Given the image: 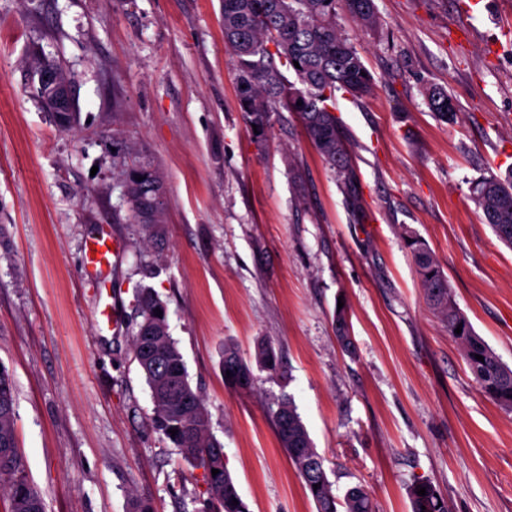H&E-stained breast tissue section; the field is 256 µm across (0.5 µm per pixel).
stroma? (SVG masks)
I'll list each match as a JSON object with an SVG mask.
<instances>
[{
  "mask_svg": "<svg viewBox=\"0 0 512 512\" xmlns=\"http://www.w3.org/2000/svg\"><path fill=\"white\" fill-rule=\"evenodd\" d=\"M374 0L380 24L338 28L374 78L336 96L363 211L296 113L266 140L241 112L222 0H0V365L46 512H201L202 469L148 425L133 352L136 295L155 291L204 401L207 434L249 512H316L275 431L292 397L336 496L362 485L376 512H412L431 482L449 512H512V411L487 399L427 303L408 237L442 268L457 308L512 368V247L474 197L512 168V0ZM56 63L78 119L60 129L30 91ZM455 103L442 119L424 90ZM162 184L149 234L127 198ZM120 243L88 281L89 235ZM116 326L96 324L102 303ZM347 311L353 351L336 338ZM233 344L250 389L224 384ZM283 363L256 365L259 344Z\"/></svg>",
  "mask_w": 512,
  "mask_h": 512,
  "instance_id": "obj_1",
  "label": "stroma"
}]
</instances>
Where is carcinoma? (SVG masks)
<instances>
[{
    "mask_svg": "<svg viewBox=\"0 0 512 512\" xmlns=\"http://www.w3.org/2000/svg\"><path fill=\"white\" fill-rule=\"evenodd\" d=\"M345 11L364 26L374 28L379 20L374 0H223L224 42L236 62L239 105L248 126H257L262 139L271 127L272 115L284 107L299 115L304 132L317 151L335 170L345 202L354 213L362 211L359 181L348 154L334 110L336 92L361 98L373 90V77L361 56L337 28L336 18ZM293 73L298 84L285 80ZM432 111L446 117L455 112L448 93L438 87L426 89ZM302 105H297V101ZM132 180L128 200L135 217L146 228L155 227L161 184L150 172ZM476 203L485 220L502 242L512 245V169L502 177L491 175L476 186ZM417 272L428 303L442 313L448 333L459 342L466 362L484 395L512 410V368L504 365L485 340L478 336L452 302L448 280L426 245L411 238ZM141 317L133 337L134 356L150 389L151 425L179 448L184 459L204 471L207 481L205 512H249L227 469L224 447L205 436L207 418L201 396L193 390L183 355L169 333L166 311L153 290L137 294ZM462 332L454 333L457 327ZM336 336L351 351L353 341L344 309L336 310ZM484 357L479 361L475 355ZM256 361L269 374L280 371V360L269 344L258 346ZM224 378L232 388L252 385L253 374L237 348L224 346ZM14 384L0 366V484L9 488V512H45L43 498L29 482L26 461L18 447ZM280 443L305 482L317 512H374L371 494L361 486L346 491L343 499L333 493L322 457L313 448L307 428L291 397L285 396L274 412ZM177 435H171V430ZM219 473L214 475L212 470ZM318 488H313V485ZM426 488V495L417 494ZM238 504H233V501ZM412 512H449L448 503L428 481L410 489Z\"/></svg>",
    "mask_w": 512,
    "mask_h": 512,
    "instance_id": "carcinoma-1",
    "label": "carcinoma"
}]
</instances>
